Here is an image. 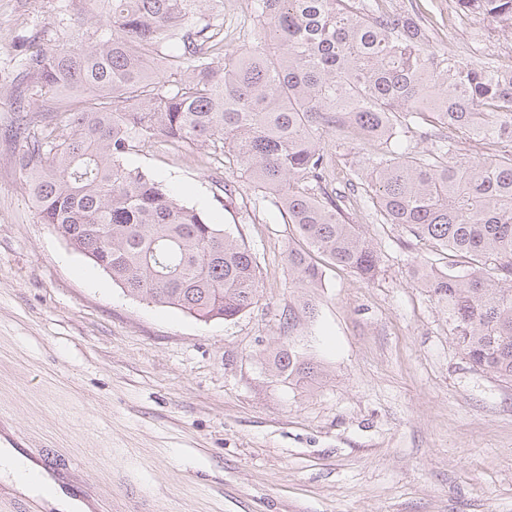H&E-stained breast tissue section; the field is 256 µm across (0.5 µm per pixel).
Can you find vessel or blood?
<instances>
[{"label":"vessel or blood","instance_id":"1","mask_svg":"<svg viewBox=\"0 0 512 512\" xmlns=\"http://www.w3.org/2000/svg\"><path fill=\"white\" fill-rule=\"evenodd\" d=\"M0 438L13 442L15 451L20 452L26 460L29 476L42 490L37 500L36 512H54L55 502L62 495L70 500L76 512H83L85 507L91 506L92 494L87 487L70 480L65 473L52 467L45 458L30 454L22 443L17 442L15 433L1 421Z\"/></svg>","mask_w":512,"mask_h":512}]
</instances>
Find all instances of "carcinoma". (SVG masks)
<instances>
[{
	"label": "carcinoma",
	"mask_w": 512,
	"mask_h": 512,
	"mask_svg": "<svg viewBox=\"0 0 512 512\" xmlns=\"http://www.w3.org/2000/svg\"><path fill=\"white\" fill-rule=\"evenodd\" d=\"M74 40L27 49L20 112L41 102L47 124L26 140L40 223L132 296L204 322L255 304L258 264L220 225L125 163L141 142L210 146L278 196L301 244L288 249L302 307L321 264L367 280L380 256L348 206L432 244L438 262L412 276L448 310L472 368L512 384V66L431 50L429 30L391 0H256L252 48L221 54L215 0H78ZM459 16L512 28V0H455ZM380 137L340 187L323 134ZM432 139L428 152L411 146ZM489 145L470 156L461 145ZM322 258L318 262L315 257ZM275 372L299 385L323 366L293 346Z\"/></svg>",
	"instance_id": "carcinoma-1"
}]
</instances>
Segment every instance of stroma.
Returning <instances> with one entry per match:
<instances>
[{"mask_svg": "<svg viewBox=\"0 0 512 512\" xmlns=\"http://www.w3.org/2000/svg\"><path fill=\"white\" fill-rule=\"evenodd\" d=\"M65 0H0V416L26 447L67 460L101 512H512V385L473 370L448 315L411 277L431 245L360 225L371 280L329 266L315 313L297 310L292 232L274 194L240 182L209 148L161 141L150 172L257 257L250 311L203 322L128 295L40 223L15 165L23 147L11 81L27 43H60ZM254 0H224V50L254 41ZM430 0L434 44L466 60L512 58V30ZM293 345L327 369L308 386L276 376Z\"/></svg>", "mask_w": 512, "mask_h": 512, "instance_id": "35a3bbf8", "label": "stroma"}]
</instances>
